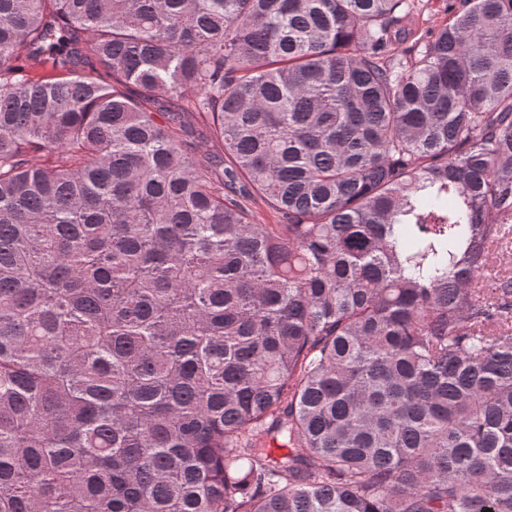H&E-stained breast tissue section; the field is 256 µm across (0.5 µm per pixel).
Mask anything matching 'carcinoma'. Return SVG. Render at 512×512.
<instances>
[{
	"label": "carcinoma",
	"instance_id": "1",
	"mask_svg": "<svg viewBox=\"0 0 512 512\" xmlns=\"http://www.w3.org/2000/svg\"><path fill=\"white\" fill-rule=\"evenodd\" d=\"M446 2L0 0V512H512V0ZM444 0H422L408 19V25L437 29L448 21Z\"/></svg>",
	"mask_w": 512,
	"mask_h": 512
}]
</instances>
